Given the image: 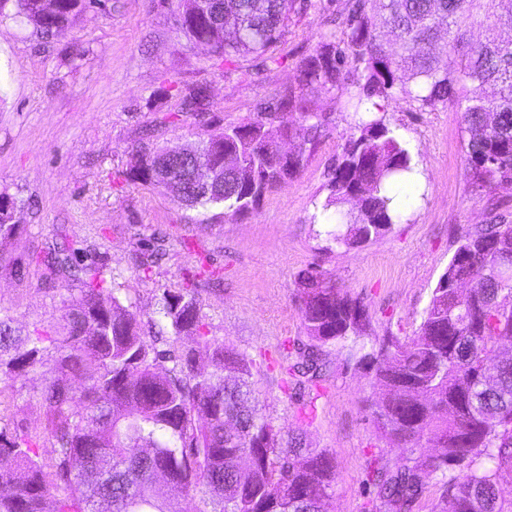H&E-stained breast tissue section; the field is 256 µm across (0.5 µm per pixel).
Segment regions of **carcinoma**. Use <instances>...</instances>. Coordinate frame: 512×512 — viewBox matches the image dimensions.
<instances>
[{
  "label": "carcinoma",
  "instance_id": "obj_1",
  "mask_svg": "<svg viewBox=\"0 0 512 512\" xmlns=\"http://www.w3.org/2000/svg\"><path fill=\"white\" fill-rule=\"evenodd\" d=\"M17 15L47 36L65 33L89 0H14ZM210 0H178L189 41L209 34L219 58L262 57L288 31V20L307 8L296 0H224L225 16L245 31L227 40L209 29ZM497 0H349L340 34L325 33L298 65V84L279 93L257 117L215 127L206 118L207 89L183 96L199 117L196 149L224 171V198L197 195L187 208L200 214L248 212L281 183L295 178L322 136L325 119L304 89L317 86L346 100L351 135L330 169L323 211L336 208L326 240L357 247L387 233L403 214L393 189L413 177L408 149L386 120L383 103L400 96L421 110L452 103L462 112L468 138L466 175L479 195L512 187V8ZM489 31L483 42L470 29ZM299 114L301 126L288 124ZM298 140L285 160L279 142ZM163 148L140 147L128 181L178 194L155 176ZM357 210H341L349 195ZM154 238L134 259L149 278L158 260ZM512 224H472L439 277L413 335L386 336L366 354L376 363L381 396L371 404L381 436L409 450L394 466H376L369 478L383 512H410L428 481L440 484L435 512H512V488L500 473L512 471ZM47 279L67 284L64 313L25 336L0 306V408L7 391L32 373L42 376L36 397L45 425L32 433L10 428L0 415V512H179L165 489L199 497L197 512H324L336 482L332 455L310 447L298 429L259 414L253 396L254 360L208 336L193 289H164L142 319L123 301L112 271L77 260L65 228L42 252ZM308 343L283 347L284 390H312L304 413L316 410L321 358L328 345L370 337L368 306L315 267L297 281ZM154 329L145 334L143 326ZM195 338L184 348L181 337ZM212 371L196 367L198 350ZM57 365L47 368L44 354ZM440 446L422 452L425 442ZM49 443L48 455L40 443Z\"/></svg>",
  "mask_w": 512,
  "mask_h": 512
}]
</instances>
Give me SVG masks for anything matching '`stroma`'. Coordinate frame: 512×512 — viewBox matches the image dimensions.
<instances>
[{"instance_id":"1","label":"stroma","mask_w":512,"mask_h":512,"mask_svg":"<svg viewBox=\"0 0 512 512\" xmlns=\"http://www.w3.org/2000/svg\"><path fill=\"white\" fill-rule=\"evenodd\" d=\"M177 3L94 0L68 33L46 38L17 16L14 0H0V194L24 205L19 234L0 251L27 270L20 280L0 267V306L26 332L60 315L63 286L48 285L34 258L61 225L76 257L104 263L142 311L154 309L164 289L197 286L211 336L256 362L260 414L303 429L312 447L333 454L336 484L326 512H377L368 472L377 462L395 464L404 451L389 446L373 422V365L327 347L321 396L308 418L283 393L279 351L306 340L298 275L316 267L363 300L374 335H411L461 228L485 223L492 211L512 223V189L473 195L461 112L442 105L419 111L398 97L385 115L422 173L425 196L377 240L349 249L328 243L320 224L327 172L350 129L343 100L312 87L307 97L328 132L300 174L247 213L192 223V210L171 194L127 181L132 154L149 138L172 148L194 142L198 126L181 106L192 85L208 87L215 123L255 117L296 84L300 60L343 21L349 4L308 7L263 57L225 61L188 42ZM156 230L165 256L144 279L131 258ZM40 385L29 377L10 399V417L31 430L43 424L34 405Z\"/></svg>"}]
</instances>
